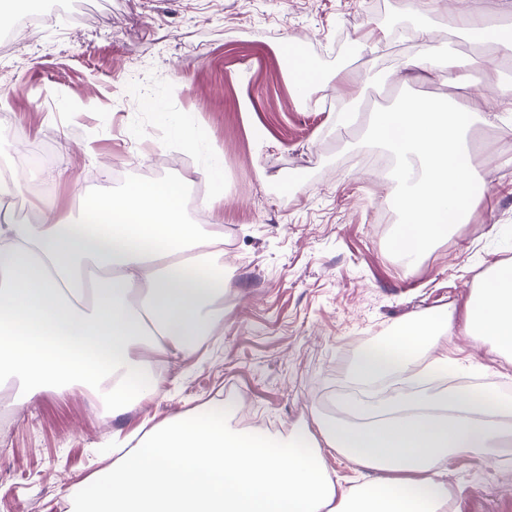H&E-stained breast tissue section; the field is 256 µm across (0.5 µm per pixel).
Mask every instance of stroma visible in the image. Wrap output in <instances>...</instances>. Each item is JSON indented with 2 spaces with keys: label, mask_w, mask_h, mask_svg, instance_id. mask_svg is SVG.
Wrapping results in <instances>:
<instances>
[{
  "label": "stroma",
  "mask_w": 512,
  "mask_h": 512,
  "mask_svg": "<svg viewBox=\"0 0 512 512\" xmlns=\"http://www.w3.org/2000/svg\"><path fill=\"white\" fill-rule=\"evenodd\" d=\"M93 22L59 14L21 32L0 51V131L16 143L56 148L23 182L51 185L59 212H77L88 193L121 192L141 180L152 157L182 169L167 178L204 181L203 157L169 131L188 121L224 160V195L213 199L239 265L223 333L196 357L167 364L163 393L120 421L79 389L50 390L0 431V512H65L76 482L103 478L114 459L113 431L133 433L213 400L284 437L336 417L352 386L346 366L367 342L403 320L445 308L465 318L470 295L491 266L512 260V122L473 126L475 166L489 193L471 221L413 263L393 238L402 216L388 196L390 176L362 166L382 148L369 114L452 90L409 80L417 44L357 42L369 29L425 24L436 52L466 60L476 50L448 31L450 12L512 16V0H433L424 11L395 0H92ZM326 75L344 69L367 83L364 118L342 123L335 92L304 103L289 80L284 42ZM123 167V180L112 177ZM463 378L512 383V361L471 337L441 341ZM448 512H512V454H467L448 467Z\"/></svg>",
  "instance_id": "obj_1"
}]
</instances>
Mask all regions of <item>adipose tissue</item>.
Returning <instances> with one entry per match:
<instances>
[{
    "label": "adipose tissue",
    "mask_w": 512,
    "mask_h": 512,
    "mask_svg": "<svg viewBox=\"0 0 512 512\" xmlns=\"http://www.w3.org/2000/svg\"><path fill=\"white\" fill-rule=\"evenodd\" d=\"M448 28L478 50L465 62H437L435 34L417 26L415 72L439 76L455 94L444 110L426 101L376 113L371 132L398 161L394 196L403 214L398 255L412 258L469 223L484 196L486 174L464 139L475 119L493 127L512 117V97L499 95L502 71L492 54L512 52V24L469 14ZM480 71L493 102L476 109L467 89ZM298 95L338 88L347 112L364 88L348 75L328 78L306 57L290 56ZM18 174L0 176V384L18 404L54 388L78 386L121 417L161 394L155 363L196 355L224 319V236L183 218L184 179H146L122 192L84 195L78 220L56 217L36 199L33 222L9 205L21 194ZM448 309L425 322L397 324L383 341L348 364L347 378L371 388L397 387L379 401L352 397L339 418H321L317 433L271 437L260 427L231 430L218 403L179 414L116 445L95 490L73 485L66 512H448V466L481 450L512 451V392L427 387L448 370L435 354L452 334ZM464 330L512 357V262L478 283ZM330 448L366 472L350 490L337 488L322 463Z\"/></svg>",
    "instance_id": "obj_1"
}]
</instances>
